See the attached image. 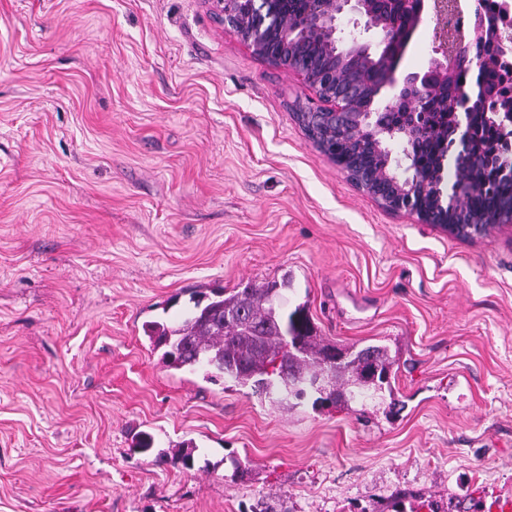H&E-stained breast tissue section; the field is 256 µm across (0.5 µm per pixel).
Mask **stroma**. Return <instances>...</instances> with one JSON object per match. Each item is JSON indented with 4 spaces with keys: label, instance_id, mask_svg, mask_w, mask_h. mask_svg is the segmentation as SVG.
I'll use <instances>...</instances> for the list:
<instances>
[{
    "label": "stroma",
    "instance_id": "stroma-1",
    "mask_svg": "<svg viewBox=\"0 0 512 512\" xmlns=\"http://www.w3.org/2000/svg\"><path fill=\"white\" fill-rule=\"evenodd\" d=\"M214 12L0 0V512H495L512 226L465 241L384 211L296 121L302 81ZM270 282L328 340L388 347L393 404L287 408L144 333L192 291Z\"/></svg>",
    "mask_w": 512,
    "mask_h": 512
}]
</instances>
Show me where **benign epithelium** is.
Returning a JSON list of instances; mask_svg holds the SVG:
<instances>
[{"label":"benign epithelium","mask_w":512,"mask_h":512,"mask_svg":"<svg viewBox=\"0 0 512 512\" xmlns=\"http://www.w3.org/2000/svg\"><path fill=\"white\" fill-rule=\"evenodd\" d=\"M211 2L219 22L256 57L302 80L311 95L300 106L297 118L332 161L335 157L326 146V137L331 128L345 122L357 130L364 123H373L379 136L399 128L409 144H419L431 133L424 108L427 101L450 106L457 115L472 103L467 94L448 104V76L460 66H480L488 58L484 47L488 38L507 49L504 41L508 37L499 30L490 37L480 24L466 36L448 30V15L463 8L476 9L477 0H420L417 4L414 0H307L308 7L299 17L288 13V0ZM410 6L411 23L398 40L386 17ZM426 11L435 22L433 42L441 56L432 58L422 72L403 73L399 66L406 44ZM315 41L323 55L317 71L303 60L304 48ZM386 91L389 95L381 109L378 99ZM416 188L417 180L409 179L379 203L388 211L402 213L406 208L400 197ZM462 209L461 189L453 182L440 189L436 207L418 219L460 239L462 234L448 223V213Z\"/></svg>","instance_id":"benign-epithelium-1"}]
</instances>
